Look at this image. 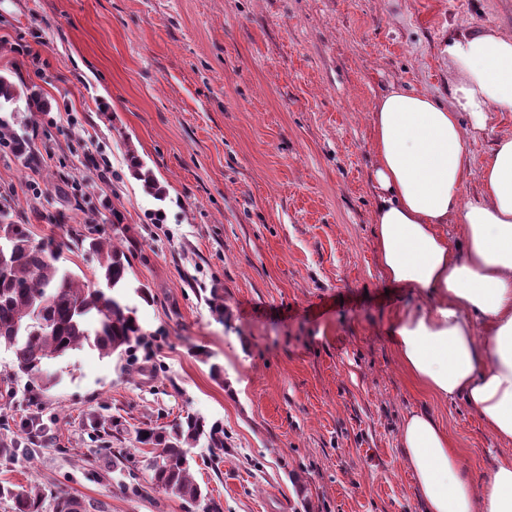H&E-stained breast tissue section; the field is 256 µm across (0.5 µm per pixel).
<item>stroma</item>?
Instances as JSON below:
<instances>
[{"mask_svg": "<svg viewBox=\"0 0 512 512\" xmlns=\"http://www.w3.org/2000/svg\"><path fill=\"white\" fill-rule=\"evenodd\" d=\"M469 27L512 30V0H0V74L50 105L14 113L42 163L0 150V195L35 241L90 217L120 243L145 333L131 358L52 360L46 389L0 348V435L18 448L0 485H38L43 512L60 496L201 512L150 488L136 441L191 413L224 427L221 459L191 450L223 512H422L399 440L412 411L447 428L474 484L512 458L400 365L387 329L415 298L375 252L369 114L393 85L447 96L441 46ZM510 133L512 113H490L464 200Z\"/></svg>", "mask_w": 512, "mask_h": 512, "instance_id": "obj_1", "label": "stroma"}]
</instances>
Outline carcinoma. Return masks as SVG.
I'll use <instances>...</instances> for the list:
<instances>
[{
	"label": "carcinoma",
	"instance_id": "obj_1",
	"mask_svg": "<svg viewBox=\"0 0 512 512\" xmlns=\"http://www.w3.org/2000/svg\"><path fill=\"white\" fill-rule=\"evenodd\" d=\"M29 112H45L48 103L34 89L26 96L0 75V113L14 112L19 101ZM0 146L25 166L35 165L38 154L27 138L15 134L0 118ZM74 244L101 255L100 272L92 279L79 277L59 266L60 252L34 241L29 225L17 224L11 205L0 203V244L4 272H0V346L12 350L16 373L31 380H47V363L86 344L104 356L123 354L138 347L143 331L137 310L120 297L131 266L127 254L95 236L94 230L77 233ZM206 439L216 459L224 454V428L195 414L169 425L146 426L136 440L153 448L146 462L149 483L155 489L202 506V512H222L192 478L189 449ZM12 501L13 512H41L38 486L5 488L0 497Z\"/></svg>",
	"mask_w": 512,
	"mask_h": 512
}]
</instances>
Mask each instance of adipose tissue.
I'll use <instances>...</instances> for the list:
<instances>
[{
    "label": "adipose tissue",
    "mask_w": 512,
    "mask_h": 512,
    "mask_svg": "<svg viewBox=\"0 0 512 512\" xmlns=\"http://www.w3.org/2000/svg\"><path fill=\"white\" fill-rule=\"evenodd\" d=\"M442 53L447 99L394 87L370 114L378 263L416 296L388 334L425 392L464 398L491 436L511 441L512 136L484 158L476 197L464 200L463 187L488 113L512 112V32L454 30ZM399 437L424 512H512V460L476 486L431 415L408 413Z\"/></svg>",
    "instance_id": "adipose-tissue-1"
}]
</instances>
